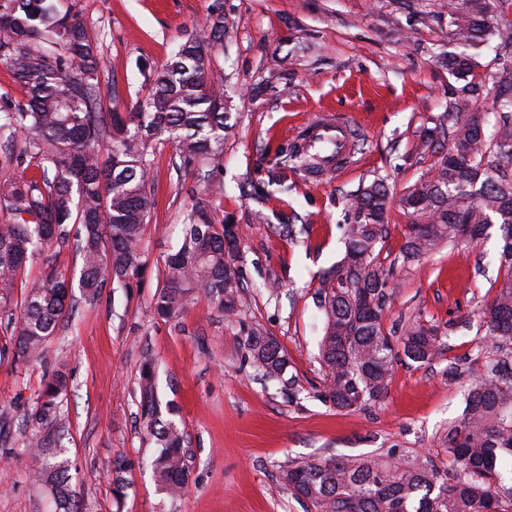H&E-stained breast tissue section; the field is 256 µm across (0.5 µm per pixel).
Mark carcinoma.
Segmentation results:
<instances>
[{"label": "carcinoma", "mask_w": 512, "mask_h": 512, "mask_svg": "<svg viewBox=\"0 0 512 512\" xmlns=\"http://www.w3.org/2000/svg\"><path fill=\"white\" fill-rule=\"evenodd\" d=\"M448 35L458 51L440 60L461 83L448 99L439 124L425 131L421 153L435 159L404 191L399 207L412 219L401 249L411 263L444 244H478L498 226L505 275L483 310L488 335L497 348L512 344V67L495 57L482 64L475 50L494 42L512 47V25H491L504 0H452ZM221 16L203 33L187 38L152 80L146 98L124 117L101 107L98 46L77 16L59 13L47 0H0V60L24 84L25 101L0 112V134L25 137L18 153L0 152V171L31 163L36 179H0V311L23 292L18 310H9L11 348L16 363L39 357L66 315L69 292L77 286L88 306L103 288H125L143 271L142 243L151 211L152 142L162 134L174 143L180 165L219 159L233 125L224 103L221 75L210 52L222 42ZM495 94L499 116L494 132H484L480 100ZM109 144L107 161L100 146ZM392 196L382 178L352 198L345 228V254L321 279L324 334L319 355L327 370L330 402L356 410L386 389L399 354L424 364L440 351L435 328L417 320L395 350L383 332L388 271L379 255L388 234ZM239 229L196 204L184 219L183 238L159 271L152 309L175 318L204 299L221 313L237 314L242 302L237 255L225 241ZM75 241L79 276L69 277L48 262L30 278L33 258ZM249 357L267 378L288 369V354L275 338L254 328L246 336ZM69 376H47L29 414L28 464L34 482L51 492L58 512H81L71 490V465L64 458L57 426ZM137 393L146 438L157 448L151 457L158 488L182 496L188 485L186 435L162 418L155 365L144 358ZM451 467L433 461L406 464L328 459L287 470L284 480L309 512H512V361L488 365L465 399L461 418L440 438ZM129 467L111 462L112 506L121 512Z\"/></svg>", "instance_id": "cac0c4a2"}]
</instances>
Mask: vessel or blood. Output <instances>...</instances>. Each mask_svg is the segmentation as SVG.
Segmentation results:
<instances>
[{
	"mask_svg": "<svg viewBox=\"0 0 512 512\" xmlns=\"http://www.w3.org/2000/svg\"><path fill=\"white\" fill-rule=\"evenodd\" d=\"M359 128L349 115L323 111L309 120L300 130L301 143L306 149H321L319 165L307 177L313 182L334 178L349 167L356 153Z\"/></svg>",
	"mask_w": 512,
	"mask_h": 512,
	"instance_id": "1",
	"label": "vessel or blood"
}]
</instances>
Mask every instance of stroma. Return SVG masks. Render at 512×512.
Masks as SVG:
<instances>
[{
    "instance_id": "35a3bbf8",
    "label": "stroma",
    "mask_w": 512,
    "mask_h": 512,
    "mask_svg": "<svg viewBox=\"0 0 512 512\" xmlns=\"http://www.w3.org/2000/svg\"><path fill=\"white\" fill-rule=\"evenodd\" d=\"M451 2L54 0L96 40L103 107L124 115L147 95V74L221 11L224 39L212 58L224 74L235 134L219 163L181 170L172 165L173 145L154 141L141 285L108 286L92 307L74 297L42 357L0 358V408L12 415L0 434V512H55L51 494L27 475V413L61 365L70 378L64 445L84 512H113L106 464L119 457L129 462L124 512H306L283 479L290 467L342 458L447 465L439 439L494 354L482 310L504 277L498 230L478 246L445 245L407 264L400 250L410 219L392 206L380 253L390 271L383 331L398 343L409 322H428L441 351L422 365L398 358L385 392L364 408L339 410L327 398L317 291L344 256L352 194L380 176L399 197L434 160L418 154L417 142L457 87L438 61L453 48L448 15L438 9ZM403 31L410 41L400 39ZM271 73L280 76L275 90L252 97V86ZM321 110L350 114L362 134L355 164L317 185L284 151ZM197 203L241 229L243 303L231 322L203 301L172 319L150 312L158 270ZM253 328L287 352L282 379H265L249 358ZM146 355L161 400L174 404L189 439L190 477L177 500L158 489L148 466L154 447L136 394Z\"/></svg>"
}]
</instances>
